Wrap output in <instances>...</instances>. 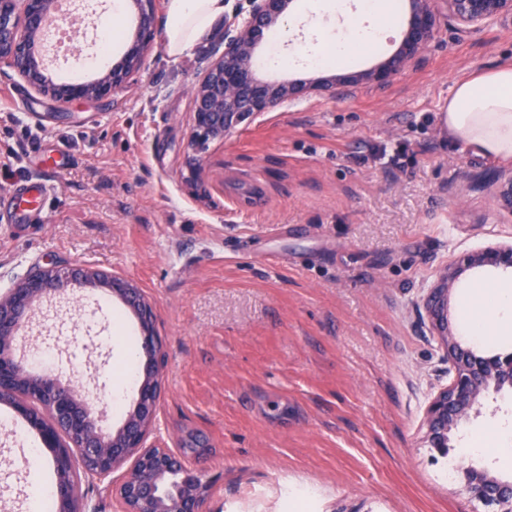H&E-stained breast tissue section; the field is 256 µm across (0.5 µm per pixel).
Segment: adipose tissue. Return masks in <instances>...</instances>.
<instances>
[{"label": "adipose tissue", "mask_w": 512, "mask_h": 512, "mask_svg": "<svg viewBox=\"0 0 512 512\" xmlns=\"http://www.w3.org/2000/svg\"><path fill=\"white\" fill-rule=\"evenodd\" d=\"M234 9L232 0H168L164 29L166 54L174 59L192 55L212 39ZM373 19L370 28L353 27L349 37L324 32L319 50L291 56L269 54L274 67L302 62L315 68L346 66L362 49L383 47V35L396 15V0H362ZM441 125L449 140L477 157L512 159V66H500L455 84L441 108ZM464 324L469 335L484 339L512 331V288L479 283L463 296Z\"/></svg>", "instance_id": "ef3b65f1"}]
</instances>
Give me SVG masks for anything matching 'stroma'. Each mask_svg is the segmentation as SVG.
Here are the masks:
<instances>
[{"mask_svg":"<svg viewBox=\"0 0 512 512\" xmlns=\"http://www.w3.org/2000/svg\"><path fill=\"white\" fill-rule=\"evenodd\" d=\"M335 18L291 10L285 52L318 45ZM224 48L156 40L111 99L66 107L0 75V211L47 180L38 220L0 223V294L40 267L80 264L129 280L156 313L162 395L146 444L182 452L210 483L205 512H500L443 472L426 408L448 357L424 299L463 254L512 240V214L475 177L505 169L443 134L440 107L477 71L512 64V25L464 36L442 19L430 51L386 88L294 100L210 144L200 190L185 182L188 90ZM42 308L19 340L95 379L106 425L121 368L102 292ZM512 424L489 392L470 430ZM38 437L0 401V512H27Z\"/></svg>","mask_w":512,"mask_h":512,"instance_id":"1","label":"stroma"}]
</instances>
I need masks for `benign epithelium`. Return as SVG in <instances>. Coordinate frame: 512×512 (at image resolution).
<instances>
[{"label":"benign epithelium","mask_w":512,"mask_h":512,"mask_svg":"<svg viewBox=\"0 0 512 512\" xmlns=\"http://www.w3.org/2000/svg\"><path fill=\"white\" fill-rule=\"evenodd\" d=\"M54 0H0V68L18 75L35 94L59 105L112 98L139 72L155 39V0H133L137 27L121 60L90 82H60L50 77L37 52L36 36L51 18ZM247 15L225 17L224 51L194 84V112L185 156L186 181L197 185L209 144L224 139L237 126L283 103L311 97L337 84L370 83L385 87L409 63L430 48L439 22L436 0H410V14L394 55L357 75L296 83H271L258 77L254 54L270 30L287 19L292 0H247ZM458 31L468 32L509 21L512 0H441ZM500 207L512 212V171L490 177ZM484 268L512 272V242L490 244L442 268L430 289L425 309L439 338L452 377L430 401L424 419L430 447L446 448L450 436L469 421L471 412L489 390L512 388V353L484 358L462 347L448 324L450 294L468 271ZM101 288L120 298L135 314L141 329L145 358L138 398L116 430L104 424L98 394L79 390L59 373L34 372L28 360L14 358L19 331L32 312L52 299L69 296V285ZM152 306L129 281L84 266H49L32 272L0 297V399L8 401L37 431L52 458L56 474L57 512H89L81 478L103 482L132 462L116 489L124 512H202L210 485L189 469L170 448H147L162 393L164 346L155 327ZM464 478L479 498L512 512V481L488 477L468 467Z\"/></svg>","instance_id":"obj_1"}]
</instances>
